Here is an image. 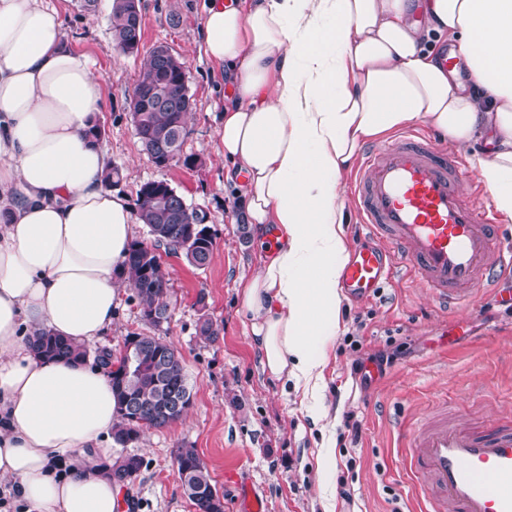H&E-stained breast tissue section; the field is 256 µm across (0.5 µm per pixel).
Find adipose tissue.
Masks as SVG:
<instances>
[{
  "mask_svg": "<svg viewBox=\"0 0 512 512\" xmlns=\"http://www.w3.org/2000/svg\"><path fill=\"white\" fill-rule=\"evenodd\" d=\"M447 36L465 72L423 40ZM200 38L231 93L220 138L264 252L239 280L262 369L322 411L351 251L340 175L424 122L460 145L512 221V0H209ZM103 80L52 0H0V496L21 512H119L108 372L35 356L50 331L104 341L136 224L88 136Z\"/></svg>",
  "mask_w": 512,
  "mask_h": 512,
  "instance_id": "adipose-tissue-1",
  "label": "adipose tissue"
}]
</instances>
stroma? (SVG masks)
Segmentation results:
<instances>
[{
    "instance_id": "obj_1",
    "label": "stroma",
    "mask_w": 512,
    "mask_h": 512,
    "mask_svg": "<svg viewBox=\"0 0 512 512\" xmlns=\"http://www.w3.org/2000/svg\"><path fill=\"white\" fill-rule=\"evenodd\" d=\"M205 2L142 0L144 46L165 43L185 61L193 100L182 155L164 167L143 151L132 124L140 59L115 49L111 0H99L92 13L79 0L65 4L67 38L104 79L98 120L107 160L122 172L117 192L133 202L143 183L167 182L206 213L214 235L203 269L183 255L162 252L170 283L167 323L157 329L143 321L128 289L105 341L116 348L125 337L144 333L172 344L193 394L179 420L129 445V453L143 461L128 487L133 512H196L174 463L172 450L179 446L196 448L224 496V512L239 506V489L224 482L231 468L248 476L265 512H324L328 503L333 512H410L412 487L396 439L412 416L444 400L449 410L468 417L512 420V308L480 297L469 308L447 311L421 283L407 279L387 284L372 301L345 300L325 369L324 406L336 416L335 445L328 471L317 473L321 426L299 395L263 372L237 296L240 277L256 274L261 250L244 232L239 198L224 180L219 130L229 87L199 41ZM187 156L195 157L194 165H184ZM204 315L220 329L216 341L196 332ZM395 349L400 356L381 378L353 372L369 354ZM349 418L360 425L359 439L345 426Z\"/></svg>"
}]
</instances>
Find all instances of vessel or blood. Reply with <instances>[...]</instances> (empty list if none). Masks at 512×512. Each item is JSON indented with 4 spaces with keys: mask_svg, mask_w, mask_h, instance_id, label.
<instances>
[{
    "mask_svg": "<svg viewBox=\"0 0 512 512\" xmlns=\"http://www.w3.org/2000/svg\"><path fill=\"white\" fill-rule=\"evenodd\" d=\"M463 162L417 130L366 152L354 180L363 240L342 286L369 299L409 270L434 299L470 304L475 293L504 302L512 249L486 202L458 188ZM402 448L418 512H512V422L480 426L437 415L407 432Z\"/></svg>",
    "mask_w": 512,
    "mask_h": 512,
    "instance_id": "b4317fda",
    "label": "vessel or blood"
}]
</instances>
